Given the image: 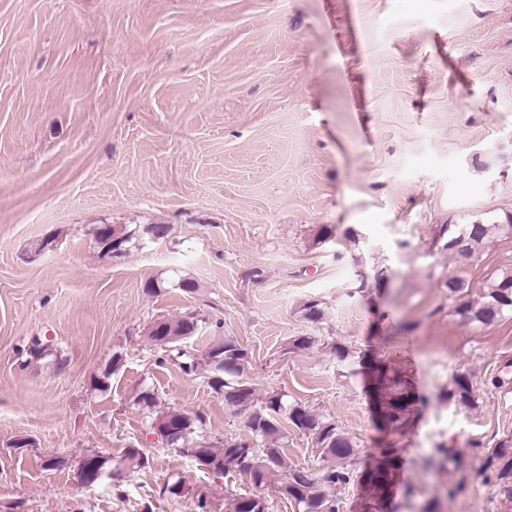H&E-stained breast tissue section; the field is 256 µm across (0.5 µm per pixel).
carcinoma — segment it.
Here are the masks:
<instances>
[{"instance_id": "cac0c4a2", "label": "carcinoma", "mask_w": 512, "mask_h": 512, "mask_svg": "<svg viewBox=\"0 0 512 512\" xmlns=\"http://www.w3.org/2000/svg\"><path fill=\"white\" fill-rule=\"evenodd\" d=\"M512 230V214L502 218L473 220L467 224L448 225V254L471 257L481 250L495 231ZM458 314L463 321L479 326H490L506 316H512V272H504L487 284L477 300L460 304ZM197 323L193 320H161L160 325L149 330L150 339L156 343L164 340L172 331L184 340L194 335ZM168 358L190 375L197 369L195 357L178 347L168 344ZM210 376L207 384L224 397V407L238 410L250 408L252 417L246 423L252 434L250 441L224 443L222 448L199 445L191 449L197 464L216 474L238 473L249 477L257 487H264L277 478L275 492L303 506V512H338V499L332 489H344L355 482L356 456L361 447L358 437L342 431L332 421L321 417L302 405H290L284 395L271 393L260 405H254L255 388L248 381L245 370L248 353L232 337L226 336L215 343L206 353ZM377 405L381 419L392 428H404L410 424L416 404L414 389L408 381L391 373L383 363L372 367ZM448 401L462 406L474 402V388L470 378L459 373L452 379L447 392ZM286 416L288 423L300 433L314 440L321 449L325 466L318 471L291 467L283 452L284 433L279 416ZM205 417L201 413L190 416L178 410H168L156 415L151 423L155 434L163 444L172 448H184L191 435L196 433ZM498 461L496 480L512 495V439L505 440L493 452ZM147 458L141 449H125L120 464L124 467H143ZM431 466L450 465L456 471L463 469V459L453 448H436L428 460ZM403 467L401 450L393 445L380 449L367 485L370 494L363 512H392V501L398 474ZM230 512H268V501L259 495H242L232 499Z\"/></svg>"}]
</instances>
